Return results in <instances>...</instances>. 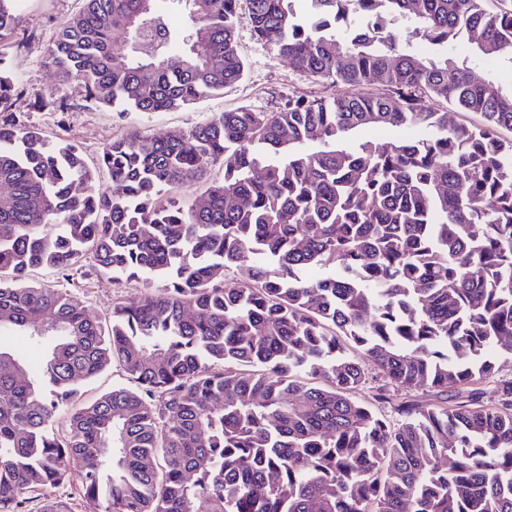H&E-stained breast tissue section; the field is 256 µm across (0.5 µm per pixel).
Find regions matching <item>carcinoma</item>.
I'll list each match as a JSON object with an SVG mask.
<instances>
[{"mask_svg": "<svg viewBox=\"0 0 512 512\" xmlns=\"http://www.w3.org/2000/svg\"><path fill=\"white\" fill-rule=\"evenodd\" d=\"M16 2L0 0V512H76L47 494L74 475L82 512H512V381L491 405L475 388L512 354V89L470 66L512 61V0H172L190 43L156 0H84L49 57L121 112L238 83L243 21L316 80L386 86L134 134L95 170L16 121ZM97 170L119 194L93 190ZM189 180L200 200L168 196ZM88 251L146 288L100 315L30 284ZM368 363L378 402L391 385L454 399L400 400L392 425L355 399ZM111 367L131 386L79 400Z\"/></svg>", "mask_w": 512, "mask_h": 512, "instance_id": "cac0c4a2", "label": "carcinoma"}]
</instances>
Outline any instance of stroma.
I'll list each match as a JSON object with an SVG mask.
<instances>
[{"mask_svg":"<svg viewBox=\"0 0 512 512\" xmlns=\"http://www.w3.org/2000/svg\"><path fill=\"white\" fill-rule=\"evenodd\" d=\"M82 6V0H21L19 8L23 24L13 36L14 45L7 64L25 95L20 108V121L36 126L45 134L75 142L88 163H95L112 141L127 137L133 131L160 135L172 130L188 131L215 112L241 107L257 112L283 110L292 97L314 91L332 97L346 93L343 85L327 80H314L297 71L288 61L258 39L249 25L237 31V50L245 63L242 79L224 91L209 95L194 104L178 109L144 114L120 113L95 104L71 112L32 109L35 100H79L78 82H64L48 62L51 38L60 26ZM31 283L64 288L90 309L105 313L113 300L136 296L144 285L136 280L114 282L100 274L91 256H84L73 278L48 268L35 270Z\"/></svg>","mask_w":512,"mask_h":512,"instance_id":"1","label":"stroma"}]
</instances>
